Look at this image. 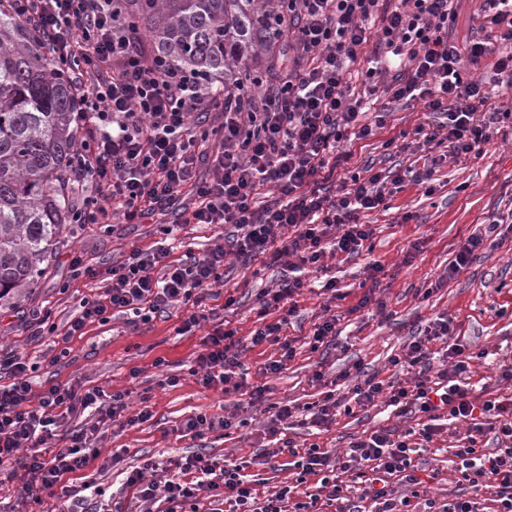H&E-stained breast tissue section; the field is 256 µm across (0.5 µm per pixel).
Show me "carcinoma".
<instances>
[{
  "mask_svg": "<svg viewBox=\"0 0 512 512\" xmlns=\"http://www.w3.org/2000/svg\"><path fill=\"white\" fill-rule=\"evenodd\" d=\"M288 0H112L116 28L135 49L204 87L236 77L281 40ZM71 71L0 0V299L34 280L72 221L70 173L82 147Z\"/></svg>",
  "mask_w": 512,
  "mask_h": 512,
  "instance_id": "cac0c4a2",
  "label": "carcinoma"
}]
</instances>
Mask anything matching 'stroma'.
I'll return each instance as SVG.
<instances>
[{
  "label": "stroma",
  "instance_id": "obj_1",
  "mask_svg": "<svg viewBox=\"0 0 512 512\" xmlns=\"http://www.w3.org/2000/svg\"><path fill=\"white\" fill-rule=\"evenodd\" d=\"M388 124L370 139L353 143L356 165L373 164L375 171L403 176L400 192L388 197L387 209L360 215L373 230L368 249L347 257L326 255L321 267L300 265L285 256L260 274L242 267L235 259L224 263L222 283L213 285L208 307L214 322L230 320L239 337H247L259 325L263 289L299 278L304 286L297 298L295 324L311 327L320 317L338 316V335L327 352L314 353L295 342V354L280 374L261 376L260 366L279 358V345L266 343L246 350L242 360L249 370L248 384H267L265 401L251 402L244 392L204 388L188 373L203 350L204 331L177 335L182 312L150 323L133 322L130 314L113 312L110 321L87 326L81 336L65 333L67 322L78 310L81 298L98 295L106 288L112 263L133 249L146 250L163 241L161 226L173 229L172 259L186 252L202 254L223 233L220 224H185L182 213L187 199H176L163 211L139 224H68L41 265L36 281L14 297L0 300V355L13 353L32 363L33 394L54 385L82 383L105 392L127 395V415L149 409L151 420L134 426L111 424L100 428L92 443L97 455L83 471L85 480L103 490L92 497L91 512H105L107 505L123 501L126 472L144 460L164 462L200 451L215 458H250L260 449L278 447V435L301 447L318 444L332 455H342L350 442L380 427L406 430L411 419L400 416L386 398L353 405L348 414L315 426L301 413L302 406L322 400L326 392L352 403L357 377L343 378V371L360 368L385 381L400 380L390 360L405 354L414 335L433 319L447 316L456 335L468 339L472 351L484 358L471 365L470 384L480 391L488 378L498 375L502 358L512 356V226L502 225L498 238L489 240L477 257L460 273L447 276L449 263L467 238L476 234L490 216L512 208V134L492 131L479 158L461 156L442 166L433 194L408 180L409 171L421 169L429 147L414 153L391 154L385 140L414 133L418 125H436L439 116L426 112L422 103H395ZM81 255L90 273L74 271L70 260ZM383 264L377 279H370L371 263ZM336 279L339 298H331L321 284ZM234 296L233 311H225L224 299ZM51 310L57 329L35 338L31 323L43 310ZM163 366H156V359ZM323 382H315V372ZM169 376L176 386L166 385ZM294 407L292 418L276 421L278 407ZM236 415L244 425L216 430L204 439L183 437L179 427L188 416ZM277 435H270V427ZM467 423H458L449 437L448 450L428 454L433 476L425 483L421 499L447 503L458 478L450 459L451 447L466 444Z\"/></svg>",
  "mask_w": 512,
  "mask_h": 512
}]
</instances>
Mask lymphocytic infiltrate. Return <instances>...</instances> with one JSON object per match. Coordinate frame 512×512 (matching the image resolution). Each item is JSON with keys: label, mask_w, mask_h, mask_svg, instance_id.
<instances>
[{"label": "lymphocytic infiltrate", "mask_w": 512, "mask_h": 512, "mask_svg": "<svg viewBox=\"0 0 512 512\" xmlns=\"http://www.w3.org/2000/svg\"><path fill=\"white\" fill-rule=\"evenodd\" d=\"M455 0H288L284 33L293 39L296 56L269 81L219 95L197 86L184 72L147 63L129 36L112 22V0H10L12 15L51 46L57 62L77 76L88 120V140L73 166L71 209L80 224L140 223L176 198L190 196L184 211L188 224H228L230 233L216 237L200 256L172 261L168 248L132 250L109 271L102 294L82 299L67 323L70 336L87 323H108L112 311L132 312L149 323L173 310L184 319L178 334L200 326L208 290L222 280L226 257L243 266L276 264L295 256L315 265L326 251L354 255L373 234L359 220L362 211L384 207L390 186L374 173L351 171L347 144L384 129L386 113L373 124H360L365 97L388 95L405 102L422 101L426 111L446 117L445 136L427 134L426 143L444 138L451 156L480 157L492 125L512 120L495 93L468 78L465 68L491 60L495 74L512 87V0H484L476 32L462 42L448 38L456 22ZM365 64L366 79L353 86L354 64ZM224 114L221 142L208 147L192 117L198 112ZM488 115L477 121L476 112ZM349 182L342 195L329 192L336 172ZM301 280L268 289L260 314L267 322L250 336L251 346L279 343V358L264 363L263 373H281L294 355L292 341L282 338L287 317L269 321L301 290ZM447 344L451 369H435L429 343ZM235 329L217 328L189 373L211 388L232 383L242 369ZM472 354L454 338L450 319L437 318L408 346L405 365L414 375L408 386L367 377L354 386L358 400L387 396L401 414L416 417L417 428L401 435L382 428L353 442L346 458L334 462L318 444L298 449L293 440L265 454H287L297 471L294 484L259 492L249 461L219 464L197 453L175 460L163 482L145 483L152 462L132 470L124 482L128 502L114 512H137L143 504L164 501L165 512H205L197 497L208 489L230 503L231 512H314L319 500L336 504V512H414L412 497L423 482L415 455L441 435L445 420L470 421L475 434L456 449V470L468 497L449 500L441 512H483L480 497L493 490L492 512H512V362L501 364L497 381L507 394L479 400L468 389ZM28 364L19 357L0 359V467L23 470L25 490L33 502L54 496L66 475L86 468L87 430L73 434L68 448L55 451L49 441L59 422L93 408L102 398L110 405L99 423L120 418L126 408L122 392L104 394L82 384L54 386L33 397ZM361 485L357 499L346 494L343 474ZM408 487L395 496L394 485Z\"/></svg>", "instance_id": "1"}]
</instances>
